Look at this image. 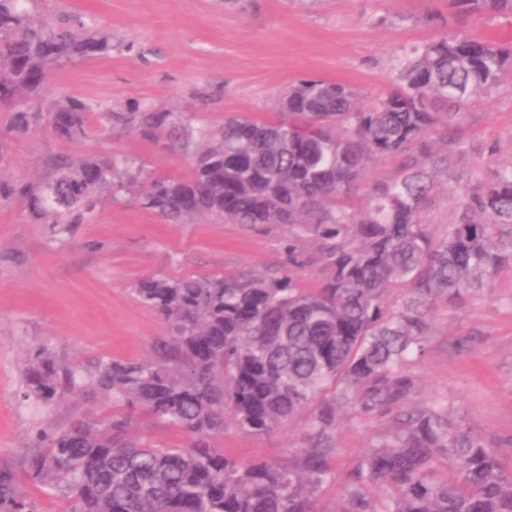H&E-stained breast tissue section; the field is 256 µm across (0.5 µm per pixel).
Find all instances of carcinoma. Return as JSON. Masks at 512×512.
I'll return each mask as SVG.
<instances>
[{
	"label": "carcinoma",
	"instance_id": "carcinoma-1",
	"mask_svg": "<svg viewBox=\"0 0 512 512\" xmlns=\"http://www.w3.org/2000/svg\"><path fill=\"white\" fill-rule=\"evenodd\" d=\"M481 11L511 18L512 0H448V28L399 61L402 87L391 94L363 105L345 84L303 78L282 97L280 118L229 119L195 146L190 112L45 101L52 69L107 53L112 41L62 2L56 21L35 22L23 0H0V140L46 126L79 143L97 124L191 151L183 176L150 175L120 154L58 155L48 177L29 182L0 170V206L21 200L61 232L120 197L170 224L282 225L290 263L299 264L293 241L311 237L324 274L312 289L296 287L285 267L140 279L132 294L163 333L145 359L97 364L85 388L107 412L40 436L29 482L63 488L65 512H320L349 405L382 423L336 512H512L511 463L452 421L448 402L404 406L416 390L405 364L424 351L434 309L461 306L512 270V169L462 195L443 235L421 220L437 171L463 145L469 102L512 70L511 44L454 28ZM432 130L441 133L435 150L425 139ZM387 157L400 160L398 175L366 181ZM78 376L43 348L28 368V395L53 404L80 387ZM304 412L308 444L288 466L239 461L213 443L230 421L268 434ZM141 415L188 442L128 437ZM371 487L381 495L369 496ZM0 512H35L2 464Z\"/></svg>",
	"mask_w": 512,
	"mask_h": 512
}]
</instances>
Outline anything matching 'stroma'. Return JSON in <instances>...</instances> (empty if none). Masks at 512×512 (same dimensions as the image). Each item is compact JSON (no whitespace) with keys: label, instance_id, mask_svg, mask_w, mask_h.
Segmentation results:
<instances>
[{"label":"stroma","instance_id":"1","mask_svg":"<svg viewBox=\"0 0 512 512\" xmlns=\"http://www.w3.org/2000/svg\"><path fill=\"white\" fill-rule=\"evenodd\" d=\"M112 40L111 52L51 72L48 97L74 96L116 112L137 104L193 112L195 128L216 130L226 117L273 120L297 79L349 85L366 103L396 84L397 62L437 37L446 0H67ZM464 150L423 215L432 231L453 222V194L512 165V75L468 108ZM7 174L45 176L49 155L112 152L169 174L189 169L186 154L116 128L70 144L41 130L7 141ZM286 229L242 224H169L125 202L105 201L93 223L54 233L32 221L23 204L0 206V462L20 464L39 432L99 416L98 400L78 394L54 406L25 396L26 368L48 349L62 367L88 370L108 357L145 358L162 332L131 294L149 275H211L273 270L288 256ZM408 370L419 400L444 398L462 421L503 459H512V270L460 308L433 314V334ZM307 419L251 435L227 425L216 445L241 460L285 465L305 447ZM379 428L348 415L335 436L333 479L321 512L347 496L349 474Z\"/></svg>","mask_w":512,"mask_h":512}]
</instances>
